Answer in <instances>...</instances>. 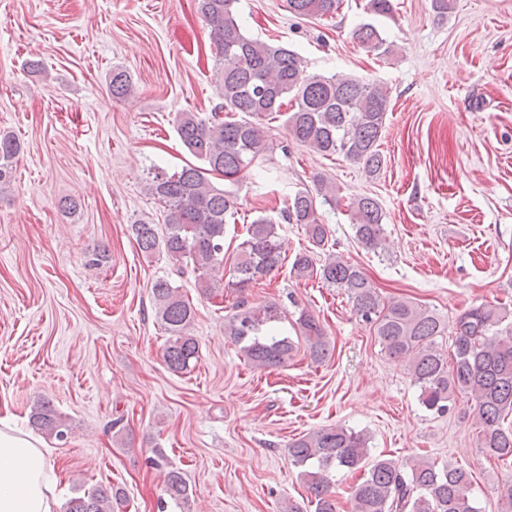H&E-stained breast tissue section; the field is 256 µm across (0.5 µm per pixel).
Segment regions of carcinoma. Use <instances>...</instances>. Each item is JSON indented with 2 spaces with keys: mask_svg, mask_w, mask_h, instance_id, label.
Segmentation results:
<instances>
[{
  "mask_svg": "<svg viewBox=\"0 0 512 512\" xmlns=\"http://www.w3.org/2000/svg\"><path fill=\"white\" fill-rule=\"evenodd\" d=\"M236 3L198 0L222 64V103L208 118L195 112L177 113L176 131L188 153L202 165L154 176L150 192L167 210L165 231L158 232V225L149 222L132 225L140 251L161 250L178 267L191 266L206 295L224 269L225 224L235 214L234 199L209 175L238 181L264 168L272 141L262 120L285 116V128L295 143L325 156L341 154L362 164L373 176L383 165L379 140L389 108V91L383 85L347 74L311 73L296 51L245 35ZM338 5L339 0H288L290 13L302 19L333 15ZM354 35L380 57L394 52L373 24L361 25ZM130 87L125 72H112V96L123 97ZM20 152L16 137L0 135V185L11 181ZM317 183L314 193H295L281 218L287 224L302 225L310 244L319 249L325 246L328 231L320 221L318 199L334 200L338 189L322 178ZM347 207L358 242L374 253L384 250V214L379 202L359 196ZM278 225L273 217L260 215L246 229L233 266L232 285L238 291L252 287L281 265L283 243ZM291 272L305 280L315 276L347 292L357 316L373 326L387 355L408 363L422 406L442 414L451 410L456 396L468 397L474 402L480 426V447L499 460L512 459V427H504L505 418L512 414V326L502 327L507 311L480 304L456 317L449 330L425 308L402 300L382 302L361 269L333 253L319 265L314 252L299 253ZM152 295L156 314L168 333L163 361L171 371L183 372L198 353L197 339L191 334L195 309L165 279L153 283ZM281 320L277 305L253 308L242 299L225 322V333L251 366L280 367L296 352L293 338L277 327ZM293 329L296 337L303 338L312 360L326 358L329 342L318 319L303 309ZM444 334L451 336L446 353L437 343V337ZM30 423L59 442L69 432L64 417L45 400L33 407ZM288 452L294 463L312 467L305 479L315 497L316 512H336L329 474L338 468L363 472L362 481L352 491L353 512H478L470 503L473 476L468 470L452 466L440 470L424 460L411 465L392 458L372 460L368 437L359 431L323 428L289 443ZM152 464L164 472L169 500L177 506L188 505L191 491L182 472L168 468L160 449L155 450ZM115 501L120 498L101 486L87 495L70 497L63 512H114Z\"/></svg>",
  "mask_w": 512,
  "mask_h": 512,
  "instance_id": "obj_1",
  "label": "carcinoma"
}]
</instances>
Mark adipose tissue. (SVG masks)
I'll return each instance as SVG.
<instances>
[{"mask_svg": "<svg viewBox=\"0 0 512 512\" xmlns=\"http://www.w3.org/2000/svg\"><path fill=\"white\" fill-rule=\"evenodd\" d=\"M56 483L43 440L0 416V512H56Z\"/></svg>", "mask_w": 512, "mask_h": 512, "instance_id": "adipose-tissue-1", "label": "adipose tissue"}]
</instances>
